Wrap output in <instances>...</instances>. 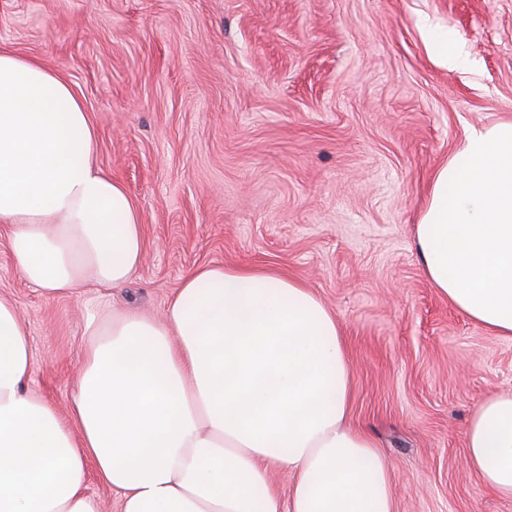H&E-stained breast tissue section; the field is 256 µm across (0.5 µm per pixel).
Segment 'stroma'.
<instances>
[{"instance_id":"1","label":"stroma","mask_w":512,"mask_h":512,"mask_svg":"<svg viewBox=\"0 0 512 512\" xmlns=\"http://www.w3.org/2000/svg\"><path fill=\"white\" fill-rule=\"evenodd\" d=\"M0 49L71 84L144 224L130 282L60 298L24 280L0 230L28 386L61 421L88 318L160 314L203 266H264L335 313L351 421L393 466L395 512H512L464 441L477 403L512 390V339L450 306L414 245L434 170L512 119V0H0Z\"/></svg>"}]
</instances>
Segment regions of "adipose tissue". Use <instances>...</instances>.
<instances>
[{"instance_id": "obj_1", "label": "adipose tissue", "mask_w": 512, "mask_h": 512, "mask_svg": "<svg viewBox=\"0 0 512 512\" xmlns=\"http://www.w3.org/2000/svg\"><path fill=\"white\" fill-rule=\"evenodd\" d=\"M0 225L49 297L119 288L145 254L142 216L97 161L69 82L0 51ZM430 284L512 339V120L469 132L432 178L416 226ZM71 425L27 387L29 331L0 298V512H99L87 467L121 512H395L391 465L348 422L352 362L335 314L261 266H205L162 316L88 319ZM470 468L512 498V392L465 430ZM293 482L281 493L272 472Z\"/></svg>"}]
</instances>
